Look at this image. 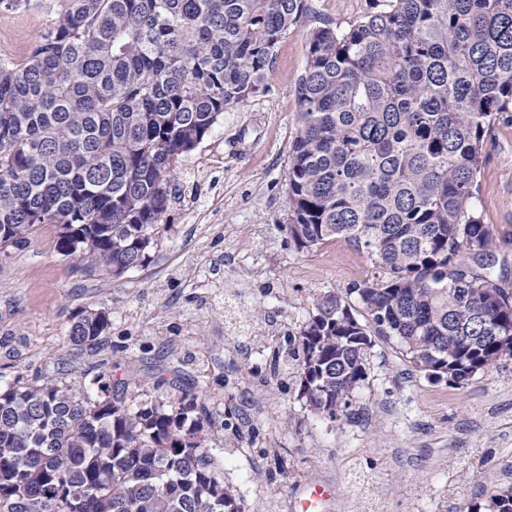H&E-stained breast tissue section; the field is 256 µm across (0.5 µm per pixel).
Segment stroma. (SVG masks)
<instances>
[{
	"mask_svg": "<svg viewBox=\"0 0 512 512\" xmlns=\"http://www.w3.org/2000/svg\"><path fill=\"white\" fill-rule=\"evenodd\" d=\"M307 17L276 50L266 92L227 109L178 170L180 198L146 266L113 278L74 268L36 233L0 254V374L27 378L69 367L113 369L138 385L157 372L195 390L217 420L224 483L244 512H293L310 480L332 485L331 512H462L512 486V359L461 386L416 372L378 337L349 415L329 419L298 396L299 366L272 376L326 294L353 306L372 275L366 253L339 240L297 249L288 235L290 149L296 86L308 32L387 9L389 0H307ZM475 207L501 242L492 281L512 289V112L500 113L483 146ZM108 310L101 345L72 346L67 327L82 308ZM263 448L286 461L275 471ZM276 455V456H277Z\"/></svg>",
	"mask_w": 512,
	"mask_h": 512,
	"instance_id": "35a3bbf8",
	"label": "stroma"
}]
</instances>
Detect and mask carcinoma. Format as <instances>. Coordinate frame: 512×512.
<instances>
[{
  "label": "carcinoma",
  "mask_w": 512,
  "mask_h": 512,
  "mask_svg": "<svg viewBox=\"0 0 512 512\" xmlns=\"http://www.w3.org/2000/svg\"><path fill=\"white\" fill-rule=\"evenodd\" d=\"M54 13L18 62L0 53V253L44 225L88 273L144 267L178 200L184 155L225 110L267 87L307 0H0ZM287 180L299 249L342 239L373 276L351 288L372 329L324 296L298 345V396L329 419L367 377L371 334L416 371L460 386L512 359V292L493 284L496 238L475 210L485 137L512 112V0H390L309 32ZM109 313L67 330L94 347ZM112 371L65 368L0 385V512H243L224 486L205 403L128 395ZM490 512H512V487Z\"/></svg>",
  "instance_id": "cac0c4a2"
}]
</instances>
